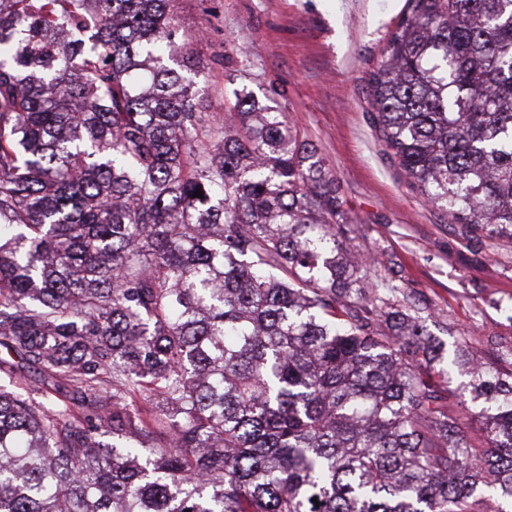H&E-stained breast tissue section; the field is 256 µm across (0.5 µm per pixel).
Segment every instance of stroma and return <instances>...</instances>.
Returning <instances> with one entry per match:
<instances>
[{
    "mask_svg": "<svg viewBox=\"0 0 512 512\" xmlns=\"http://www.w3.org/2000/svg\"><path fill=\"white\" fill-rule=\"evenodd\" d=\"M405 0H174L172 23L194 61L208 111L239 88L284 90L277 107L317 146L352 218L344 243L389 260L397 284L429 312L428 329L453 346L512 343V243L474 239L405 184L370 121L367 78ZM468 379L451 406L482 445Z\"/></svg>",
    "mask_w": 512,
    "mask_h": 512,
    "instance_id": "1",
    "label": "stroma"
}]
</instances>
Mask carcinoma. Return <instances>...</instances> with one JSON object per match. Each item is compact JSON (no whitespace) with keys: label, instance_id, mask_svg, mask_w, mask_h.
Masks as SVG:
<instances>
[{"label":"carcinoma","instance_id":"1","mask_svg":"<svg viewBox=\"0 0 512 512\" xmlns=\"http://www.w3.org/2000/svg\"><path fill=\"white\" fill-rule=\"evenodd\" d=\"M171 2L0 0V512H505L512 348L445 357L279 88L200 104ZM368 96L407 186L512 241V0H407ZM469 377L467 375L460 376L455 372L453 375L450 389L453 395L448 400L451 406H454L456 414L462 422L463 430L467 440L476 447H480L483 443V436L480 431V419L476 417L480 407L476 403H472L467 383Z\"/></svg>","mask_w":512,"mask_h":512}]
</instances>
